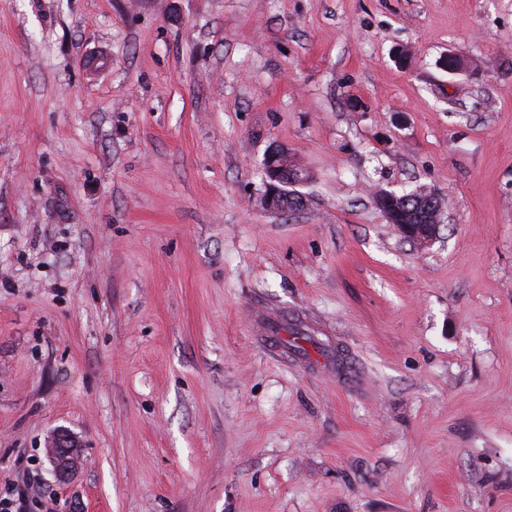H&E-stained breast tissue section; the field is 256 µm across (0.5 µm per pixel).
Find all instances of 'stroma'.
I'll use <instances>...</instances> for the list:
<instances>
[{
  "mask_svg": "<svg viewBox=\"0 0 512 512\" xmlns=\"http://www.w3.org/2000/svg\"><path fill=\"white\" fill-rule=\"evenodd\" d=\"M277 146L295 214L260 205ZM420 186L427 247L374 204ZM19 487L23 512H512V0H0ZM277 163L283 168L284 172L282 173L281 180L279 181V189L281 195L282 208L279 210L281 213L291 212V208L289 206V199L294 198L296 196L294 190H288V186L293 185L294 183L290 182V173L295 172L297 178L294 180L297 182L299 179L305 180L308 175L303 173L299 168H296L290 162H288V156L282 155L281 158L277 161ZM65 433L56 434L47 448V458L56 478L66 481L76 469L79 456L74 448H66L64 441L69 440Z\"/></svg>",
  "mask_w": 512,
  "mask_h": 512,
  "instance_id": "stroma-1",
  "label": "stroma"
}]
</instances>
